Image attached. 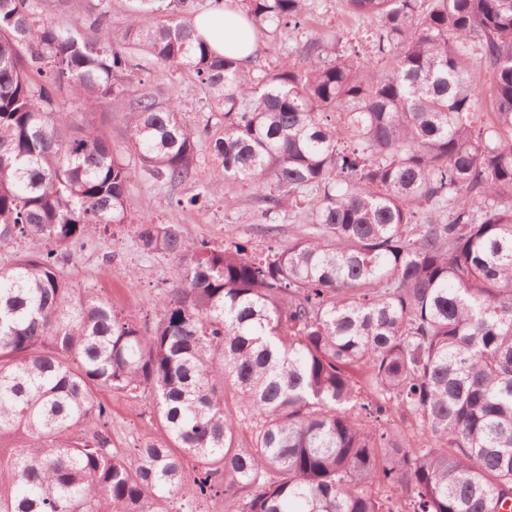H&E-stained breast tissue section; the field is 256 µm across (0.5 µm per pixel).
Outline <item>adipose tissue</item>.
<instances>
[{
  "label": "adipose tissue",
  "mask_w": 512,
  "mask_h": 512,
  "mask_svg": "<svg viewBox=\"0 0 512 512\" xmlns=\"http://www.w3.org/2000/svg\"><path fill=\"white\" fill-rule=\"evenodd\" d=\"M196 33L216 53L239 60L243 68H250L253 47L244 18L239 12L214 5L208 11L194 15L191 20Z\"/></svg>",
  "instance_id": "ef3b65f1"
}]
</instances>
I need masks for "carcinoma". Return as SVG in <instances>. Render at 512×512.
<instances>
[{
	"instance_id": "obj_1",
	"label": "carcinoma",
	"mask_w": 512,
	"mask_h": 512,
	"mask_svg": "<svg viewBox=\"0 0 512 512\" xmlns=\"http://www.w3.org/2000/svg\"><path fill=\"white\" fill-rule=\"evenodd\" d=\"M0 0V512H496L512 498V0H344L368 56L310 32L272 70L194 41V0ZM256 46L317 0H237ZM186 70L216 123L182 121L146 65ZM126 101L128 137L75 127L54 87ZM490 118L476 126L485 95ZM233 181L265 214L306 190V235L256 255L140 217L181 265L141 327L72 287L57 252L125 224L137 178ZM109 389L152 399L161 438H112ZM398 415L416 426L391 427ZM251 436L244 440L240 428ZM201 466L190 474L187 461ZM173 503L171 502L168 506L170 510L182 511V510H193L194 512H215V502L210 498L198 497L195 493L194 486L192 483L183 485L177 494L173 495ZM183 504L185 506H183ZM180 506L185 507L181 509ZM189 506V508H188ZM172 508V509H171Z\"/></svg>"
}]
</instances>
